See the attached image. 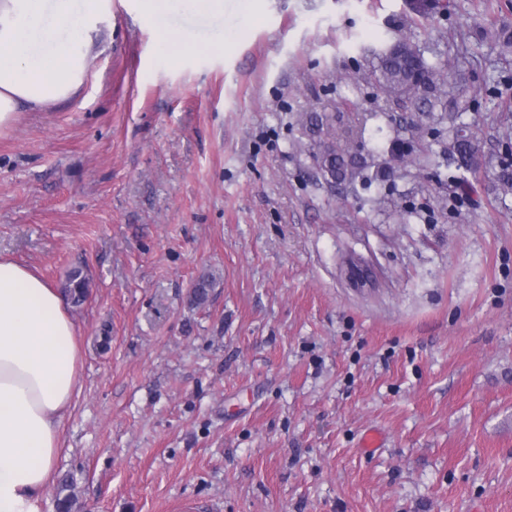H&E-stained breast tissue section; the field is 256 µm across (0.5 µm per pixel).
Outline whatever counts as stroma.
<instances>
[{
    "label": "stroma",
    "mask_w": 512,
    "mask_h": 512,
    "mask_svg": "<svg viewBox=\"0 0 512 512\" xmlns=\"http://www.w3.org/2000/svg\"><path fill=\"white\" fill-rule=\"evenodd\" d=\"M435 3L173 0V60L141 0H107L78 93L0 134V256L91 282L42 512L66 480L73 512H512V0ZM398 39L431 113L367 80ZM315 112L377 179L318 173ZM414 47L419 53L421 61L425 67L430 71L431 74L435 75L433 66L425 59L420 49L415 45ZM425 67H420L407 83L398 85L393 95L396 98H400L406 97L409 92H412L411 95L417 93L419 95L431 96L433 94V84L431 82V76L427 73V69Z\"/></svg>",
    "instance_id": "stroma-1"
}]
</instances>
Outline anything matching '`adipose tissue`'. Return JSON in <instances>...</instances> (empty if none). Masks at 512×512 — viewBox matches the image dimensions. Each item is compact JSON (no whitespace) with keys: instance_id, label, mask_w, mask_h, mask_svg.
<instances>
[{"instance_id":"1","label":"adipose tissue","mask_w":512,"mask_h":512,"mask_svg":"<svg viewBox=\"0 0 512 512\" xmlns=\"http://www.w3.org/2000/svg\"><path fill=\"white\" fill-rule=\"evenodd\" d=\"M102 0H0V132L18 113L72 98L99 53L76 37ZM80 348L63 295L0 257V512H41L75 395Z\"/></svg>"}]
</instances>
